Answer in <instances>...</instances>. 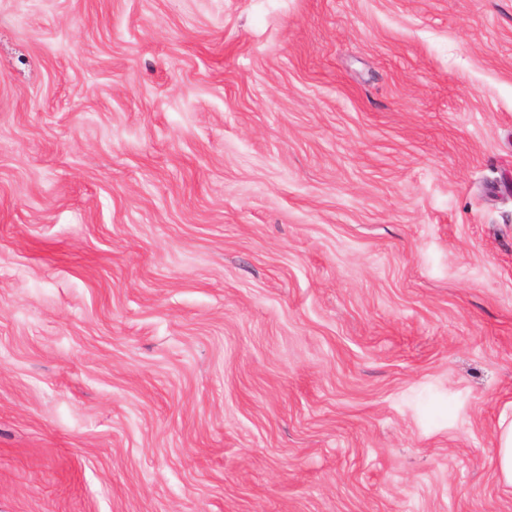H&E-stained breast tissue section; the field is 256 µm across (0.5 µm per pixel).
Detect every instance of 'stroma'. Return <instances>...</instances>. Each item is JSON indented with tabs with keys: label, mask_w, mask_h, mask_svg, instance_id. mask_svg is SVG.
Instances as JSON below:
<instances>
[{
	"label": "stroma",
	"mask_w": 512,
	"mask_h": 512,
	"mask_svg": "<svg viewBox=\"0 0 512 512\" xmlns=\"http://www.w3.org/2000/svg\"><path fill=\"white\" fill-rule=\"evenodd\" d=\"M512 0H0V512H512ZM496 469L499 479L512 485V421L502 418L496 447Z\"/></svg>",
	"instance_id": "35a3bbf8"
}]
</instances>
